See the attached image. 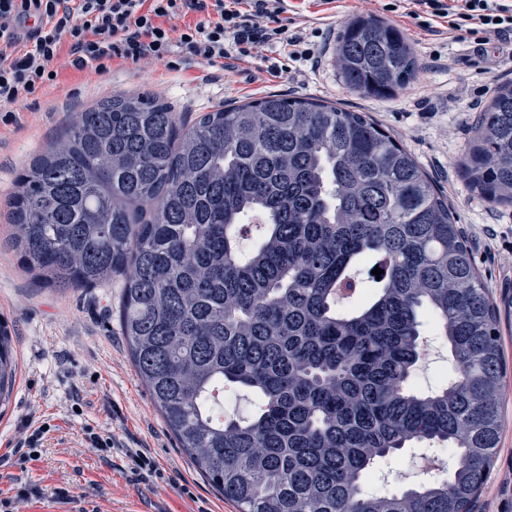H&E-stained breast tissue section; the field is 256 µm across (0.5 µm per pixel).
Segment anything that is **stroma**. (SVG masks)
I'll return each mask as SVG.
<instances>
[{"label":"stroma","mask_w":512,"mask_h":512,"mask_svg":"<svg viewBox=\"0 0 512 512\" xmlns=\"http://www.w3.org/2000/svg\"><path fill=\"white\" fill-rule=\"evenodd\" d=\"M387 0H288L311 17L306 33L322 53L318 70L289 61L287 46L262 51L258 66L279 65L277 76L246 83L241 74L202 80V67L112 64L104 72L60 71V85L35 101L0 112V325L13 338L15 374L0 398V498L23 488L36 495L20 512H236L183 453L154 407L117 321L123 281L107 287L59 290L42 284L10 245L9 197L18 175L88 106L120 93H144L171 106L181 120L268 95L338 101L368 113L392 133L448 196L467 247L500 310L507 368L503 426L490 476L472 512H512V205L489 202L458 165L493 90L512 84V40L480 46L474 37L452 42L425 35L417 19L386 10ZM377 18L408 38L418 62L413 80L379 99L348 91L336 59L339 32L351 21ZM80 400H73V393ZM47 428L32 458L15 454L27 417ZM111 435L101 458L86 427ZM146 448L165 471L135 484L132 457ZM66 498H58V491Z\"/></svg>","instance_id":"1"}]
</instances>
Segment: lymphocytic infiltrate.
<instances>
[{
  "label": "lymphocytic infiltrate",
  "instance_id": "lymphocytic-infiltrate-1",
  "mask_svg": "<svg viewBox=\"0 0 512 512\" xmlns=\"http://www.w3.org/2000/svg\"><path fill=\"white\" fill-rule=\"evenodd\" d=\"M412 18L434 17L429 36L479 44L512 35V4L504 0H399ZM287 0H0V112L57 87L59 59L82 71L109 63L180 61L242 69L247 83L266 73L246 68L263 49L287 45L294 61L314 59Z\"/></svg>",
  "mask_w": 512,
  "mask_h": 512
}]
</instances>
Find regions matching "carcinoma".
<instances>
[{"label": "carcinoma", "mask_w": 512, "mask_h": 512, "mask_svg": "<svg viewBox=\"0 0 512 512\" xmlns=\"http://www.w3.org/2000/svg\"><path fill=\"white\" fill-rule=\"evenodd\" d=\"M337 62L347 89L377 98L416 72L412 46L374 18L344 31ZM459 167L512 204V85ZM11 215L45 284L123 279L137 373L237 512H471L502 426L499 310L448 199L365 113L272 95L189 126L163 100L114 96L32 161ZM368 263L383 274L353 296ZM426 317L454 365L430 391L410 384ZM13 365L0 332V394ZM225 387L253 395L255 413L214 414ZM411 442L453 449L447 479L367 493L377 463Z\"/></svg>", "instance_id": "1"}]
</instances>
